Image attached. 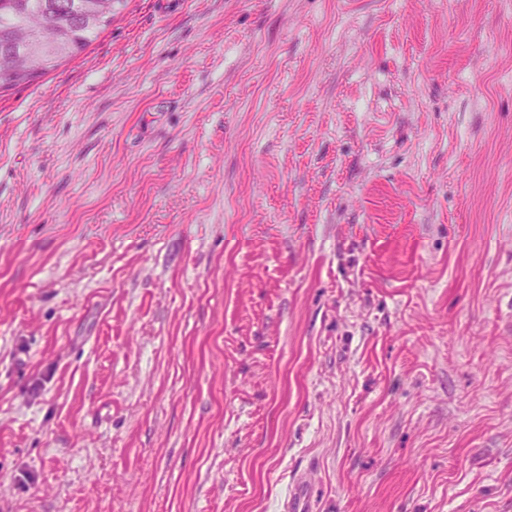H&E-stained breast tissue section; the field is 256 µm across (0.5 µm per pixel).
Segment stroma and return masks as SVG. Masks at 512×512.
<instances>
[{
    "label": "stroma",
    "instance_id": "1",
    "mask_svg": "<svg viewBox=\"0 0 512 512\" xmlns=\"http://www.w3.org/2000/svg\"><path fill=\"white\" fill-rule=\"evenodd\" d=\"M512 512V0H126L0 92V512ZM309 486L304 481L295 483L290 499L286 501L284 512H308L310 510Z\"/></svg>",
    "mask_w": 512,
    "mask_h": 512
}]
</instances>
